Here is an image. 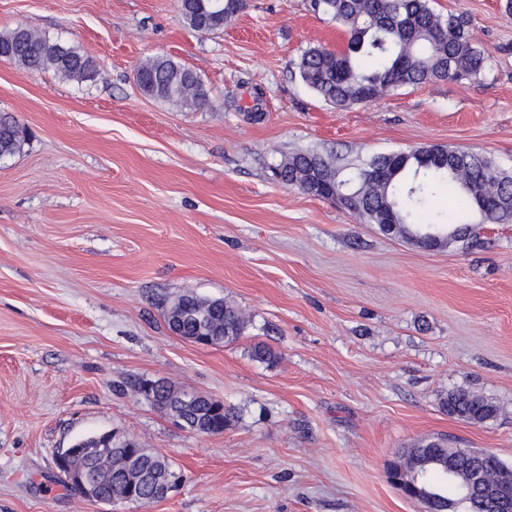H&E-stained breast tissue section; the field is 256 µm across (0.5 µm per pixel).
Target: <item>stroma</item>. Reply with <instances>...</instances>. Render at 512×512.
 <instances>
[{"label":"stroma","mask_w":512,"mask_h":512,"mask_svg":"<svg viewBox=\"0 0 512 512\" xmlns=\"http://www.w3.org/2000/svg\"><path fill=\"white\" fill-rule=\"evenodd\" d=\"M504 4L434 2L470 17L490 54L477 80L341 111L295 70L308 48L347 41L305 0H248L210 34L184 25L178 0H0V32L25 24L99 64L78 84L0 61V112L26 131L0 160V512H423L388 471L437 434L512 468V223L426 250L271 176L299 148L355 160L433 144L512 170ZM155 56L195 70L217 108L143 95L134 73ZM186 290L237 304L246 335L172 334L162 305ZM259 343L273 363L251 358ZM144 379L235 416L193 434L136 391ZM457 387L497 417L448 416L440 399ZM104 431L167 457L182 482L147 506L71 491L58 451Z\"/></svg>","instance_id":"obj_1"}]
</instances>
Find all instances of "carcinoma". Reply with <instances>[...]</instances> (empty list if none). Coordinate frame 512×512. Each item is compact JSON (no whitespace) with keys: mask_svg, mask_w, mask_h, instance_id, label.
Returning <instances> with one entry per match:
<instances>
[{"mask_svg":"<svg viewBox=\"0 0 512 512\" xmlns=\"http://www.w3.org/2000/svg\"><path fill=\"white\" fill-rule=\"evenodd\" d=\"M239 0H190L180 13L186 25L198 33L224 28V20L244 11ZM309 10L325 16L348 34L342 50L325 46L308 49L296 63L302 82L319 98L337 109L371 102L402 87L426 82H464L477 79L486 69L489 53L480 49L469 32L463 13L436 12L431 0H308ZM0 51L5 60L29 72L52 71L66 81L94 80L97 63L77 47L52 40L18 24L0 32ZM141 90L150 97L190 109L211 105L210 90L193 69L167 56L141 63L136 71ZM22 128L8 113L0 114V159L20 152ZM274 177L286 187L338 201L364 224H376L386 233L409 239L421 247L430 227L455 231L442 238L437 248L452 240L467 248L478 243L476 224L512 222V171L500 167L483 153L430 145L413 149L400 158L379 154L357 163L333 153L314 149L298 150L274 168ZM448 185V200L455 208L469 209L474 220L448 223L430 209L437 187ZM168 328L176 327L180 337L194 342L200 336L209 345L230 343L245 334L250 320L234 304L221 298L209 299L194 292L174 296L165 305ZM137 384L139 392L161 411L191 424L197 416H208L210 434L218 435L230 422V409L194 396L175 409L172 395L184 391L169 382L156 381L155 393ZM442 405L450 415L472 423L496 417L498 408L486 396L466 389L448 392ZM454 449V463L462 471L478 469L489 481L504 475V465L493 454L474 448H458L446 435L419 440L403 451L397 467L409 468L419 453L430 450L439 455ZM72 465L88 468L96 478L99 494L105 498L123 494L136 481L139 496L152 502L153 489L170 476L173 463L135 440L114 441L102 455L82 454ZM427 482L438 488L446 504L456 503L460 485L448 481L447 469L433 466L425 473Z\"/></svg>","mask_w":512,"mask_h":512,"instance_id":"cac0c4a2","label":"carcinoma"}]
</instances>
